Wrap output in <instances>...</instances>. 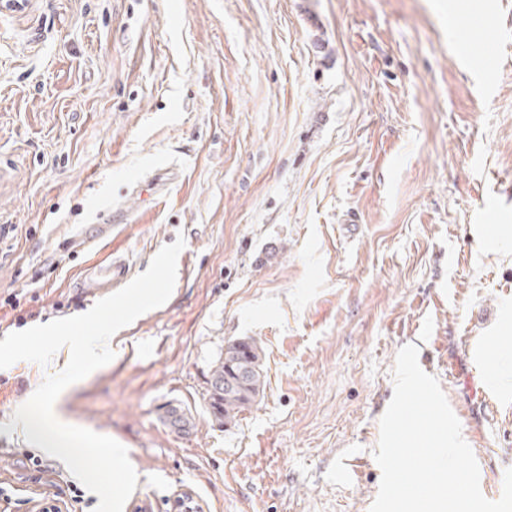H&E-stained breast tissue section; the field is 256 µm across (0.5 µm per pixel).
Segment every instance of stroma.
Here are the masks:
<instances>
[{"mask_svg": "<svg viewBox=\"0 0 512 512\" xmlns=\"http://www.w3.org/2000/svg\"><path fill=\"white\" fill-rule=\"evenodd\" d=\"M27 0L0 11V300L40 323L94 304L72 245L145 272L184 237L169 300L66 388L72 425L126 447L123 512H370L379 420L401 347L419 348L474 452L483 495L512 467V399L481 353L512 332V0ZM478 28L465 48L455 29ZM169 167L163 190L144 185ZM356 216L346 232V215ZM264 351L236 424L206 405L231 340ZM67 360L0 369V481L34 512L9 425ZM179 408L191 426L170 425Z\"/></svg>", "mask_w": 512, "mask_h": 512, "instance_id": "1", "label": "stroma"}]
</instances>
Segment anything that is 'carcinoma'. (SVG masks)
<instances>
[{
    "instance_id": "carcinoma-1",
    "label": "carcinoma",
    "mask_w": 512,
    "mask_h": 512,
    "mask_svg": "<svg viewBox=\"0 0 512 512\" xmlns=\"http://www.w3.org/2000/svg\"><path fill=\"white\" fill-rule=\"evenodd\" d=\"M265 387L262 348L250 337L228 342L209 372L206 402L212 420L220 426L236 423Z\"/></svg>"
}]
</instances>
